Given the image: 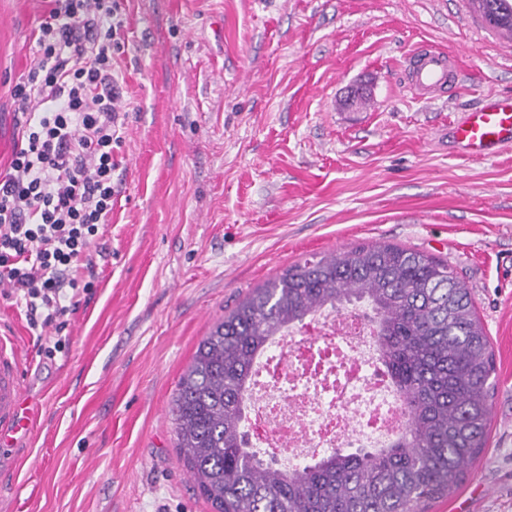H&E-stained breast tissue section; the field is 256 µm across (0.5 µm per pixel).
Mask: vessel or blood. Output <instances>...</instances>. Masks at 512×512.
<instances>
[{"mask_svg": "<svg viewBox=\"0 0 512 512\" xmlns=\"http://www.w3.org/2000/svg\"><path fill=\"white\" fill-rule=\"evenodd\" d=\"M412 78L425 93L442 87L448 81L447 56L438 52L420 55ZM455 138L467 156L512 147V97L468 113L456 126ZM24 362L25 352L16 339L0 335V449L6 451L29 432L36 416L24 398Z\"/></svg>", "mask_w": 512, "mask_h": 512, "instance_id": "obj_1", "label": "vessel or blood"}]
</instances>
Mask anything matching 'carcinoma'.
<instances>
[{
	"label": "carcinoma",
	"mask_w": 512,
	"mask_h": 512,
	"mask_svg": "<svg viewBox=\"0 0 512 512\" xmlns=\"http://www.w3.org/2000/svg\"><path fill=\"white\" fill-rule=\"evenodd\" d=\"M468 0L512 34V6ZM368 306L375 346L408 415L381 449H333L286 470L247 448L255 362L275 336L326 308ZM490 337L466 283L443 261L396 245L356 246L289 266L215 323L173 400L176 448L213 512H423L454 492L487 444Z\"/></svg>",
	"instance_id": "carcinoma-1"
}]
</instances>
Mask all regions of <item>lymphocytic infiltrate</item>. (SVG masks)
Listing matches in <instances>:
<instances>
[{
    "mask_svg": "<svg viewBox=\"0 0 512 512\" xmlns=\"http://www.w3.org/2000/svg\"><path fill=\"white\" fill-rule=\"evenodd\" d=\"M123 0H50L38 58L16 84L18 139L0 173V281L26 302L32 324L63 329L74 270L112 212L113 151L122 93Z\"/></svg>",
    "mask_w": 512,
    "mask_h": 512,
    "instance_id": "f902f5d3",
    "label": "lymphocytic infiltrate"
}]
</instances>
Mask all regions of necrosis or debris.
Here are the masks:
<instances>
[{
    "label": "necrosis or debris",
    "instance_id": "obj_1",
    "mask_svg": "<svg viewBox=\"0 0 512 512\" xmlns=\"http://www.w3.org/2000/svg\"><path fill=\"white\" fill-rule=\"evenodd\" d=\"M367 310L314 316L264 351L246 409L252 447L286 467L329 448H383L407 415L373 353Z\"/></svg>",
    "mask_w": 512,
    "mask_h": 512
}]
</instances>
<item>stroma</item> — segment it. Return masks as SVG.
I'll return each instance as SVG.
<instances>
[{
    "instance_id": "obj_1",
    "label": "stroma",
    "mask_w": 512,
    "mask_h": 512,
    "mask_svg": "<svg viewBox=\"0 0 512 512\" xmlns=\"http://www.w3.org/2000/svg\"><path fill=\"white\" fill-rule=\"evenodd\" d=\"M123 141L94 293L62 333L0 294L40 409L0 459V512H213L176 448L178 380L213 324L289 266L358 244L446 261L491 338L487 446L428 512H512V149L451 127L512 94V46L467 0H125ZM47 0H0V172ZM450 58L424 98L410 61ZM370 85V105L339 107Z\"/></svg>"
}]
</instances>
